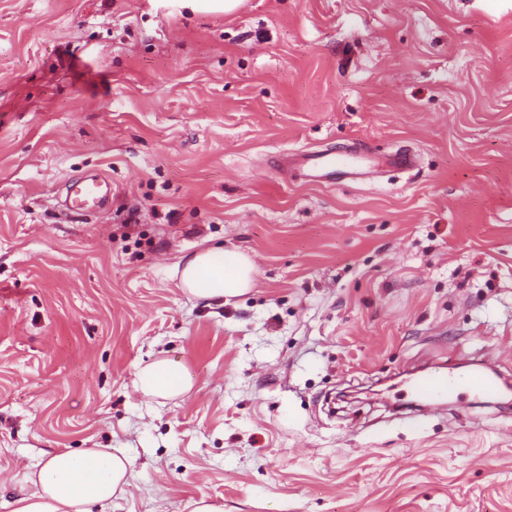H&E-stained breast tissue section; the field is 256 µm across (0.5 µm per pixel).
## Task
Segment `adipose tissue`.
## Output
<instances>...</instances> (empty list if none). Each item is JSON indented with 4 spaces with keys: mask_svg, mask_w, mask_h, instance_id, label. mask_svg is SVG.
Instances as JSON below:
<instances>
[{
    "mask_svg": "<svg viewBox=\"0 0 512 512\" xmlns=\"http://www.w3.org/2000/svg\"><path fill=\"white\" fill-rule=\"evenodd\" d=\"M175 272L186 296L220 305L253 287L255 265L238 249L203 247L180 258ZM134 386L162 402L188 394L192 378L182 362L158 358L138 369ZM129 466L126 455L108 448L50 453L30 473L33 490L16 501L13 512H107L128 491Z\"/></svg>",
    "mask_w": 512,
    "mask_h": 512,
    "instance_id": "obj_1",
    "label": "adipose tissue"
}]
</instances>
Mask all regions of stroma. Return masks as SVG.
<instances>
[{
  "label": "stroma",
  "instance_id": "obj_1",
  "mask_svg": "<svg viewBox=\"0 0 512 512\" xmlns=\"http://www.w3.org/2000/svg\"><path fill=\"white\" fill-rule=\"evenodd\" d=\"M352 145L380 175L283 163ZM203 244L254 288L187 299ZM460 364L512 386V0H0V512L85 448L109 512H512V406L407 392ZM112 195V187L101 178L79 179L72 185L68 194L67 208L80 212L102 209ZM134 386L144 397L162 402L188 394L192 378L182 362L157 358L137 370Z\"/></svg>",
  "mask_w": 512,
  "mask_h": 512
}]
</instances>
